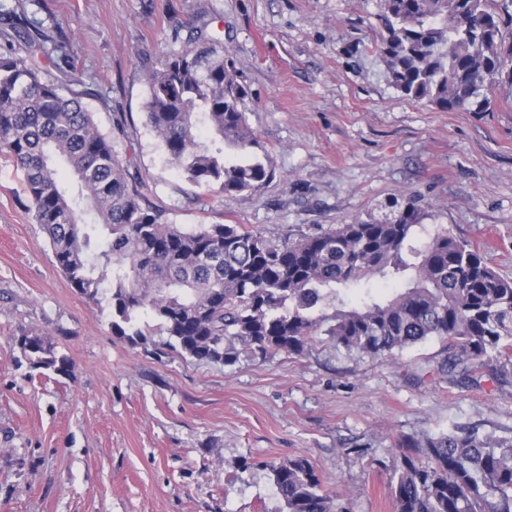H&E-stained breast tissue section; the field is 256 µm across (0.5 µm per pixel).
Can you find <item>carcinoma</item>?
I'll return each instance as SVG.
<instances>
[{"instance_id": "cac0c4a2", "label": "carcinoma", "mask_w": 512, "mask_h": 512, "mask_svg": "<svg viewBox=\"0 0 512 512\" xmlns=\"http://www.w3.org/2000/svg\"><path fill=\"white\" fill-rule=\"evenodd\" d=\"M493 0H378L381 53L393 85L443 111L484 112L493 86H512V12ZM0 25L23 42L0 47V153L21 175L33 223L56 262L88 299L108 301L112 334L147 343L151 316L168 344L189 357L234 365L301 354L326 336L348 354L394 357L437 338L455 350L468 379L480 366L512 362V279L479 247L443 229L413 244L426 217L409 197L349 224L281 239L238 224L184 228L150 203L67 75L69 56L44 48L42 31L0 5ZM147 125L190 183L225 196L252 193L273 177L246 117L249 89L224 43L199 28L194 46L146 74ZM396 282L387 298L372 281ZM360 291L347 307V292ZM29 363L69 375V359L45 336L21 337ZM388 484L394 512H512V436L456 426L410 437ZM287 512H348L333 504L310 461L270 466Z\"/></svg>"}]
</instances>
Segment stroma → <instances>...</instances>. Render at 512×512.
Instances as JSON below:
<instances>
[{
  "instance_id": "35a3bbf8",
  "label": "stroma",
  "mask_w": 512,
  "mask_h": 512,
  "mask_svg": "<svg viewBox=\"0 0 512 512\" xmlns=\"http://www.w3.org/2000/svg\"><path fill=\"white\" fill-rule=\"evenodd\" d=\"M64 46L102 131L141 190L183 227L285 236L384 213L414 197L426 234L448 229L512 278V86L486 112L443 111L398 91L378 45L377 0H4ZM208 25L250 91L247 121L272 162L234 197L188 182L146 126L145 73ZM0 155V512H280L270 463L307 457L350 512H394L399 441L456 426L512 436V382L441 371L436 339L392 358L330 341L224 366L163 335L112 334L107 301L72 287ZM41 334L62 376L17 342ZM21 350L34 367L52 370L58 375H69L71 364L65 355L56 350L54 343L45 336H21Z\"/></svg>"
}]
</instances>
